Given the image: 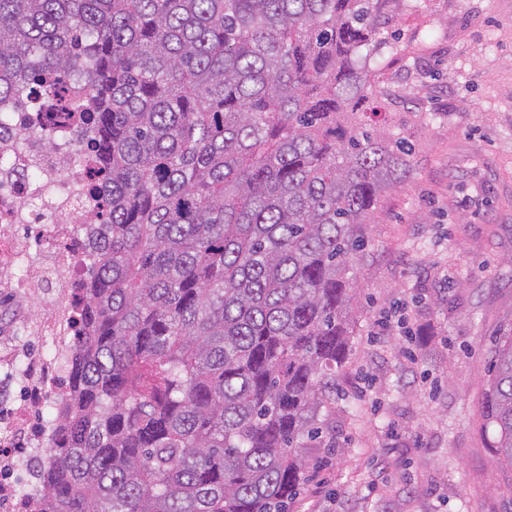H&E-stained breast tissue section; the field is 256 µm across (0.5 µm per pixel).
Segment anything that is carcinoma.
I'll return each instance as SVG.
<instances>
[{"label": "carcinoma", "instance_id": "cac0c4a2", "mask_svg": "<svg viewBox=\"0 0 512 512\" xmlns=\"http://www.w3.org/2000/svg\"><path fill=\"white\" fill-rule=\"evenodd\" d=\"M397 8L0 0V97L82 113L112 183L37 512H271L333 444L351 260L412 169L372 94ZM490 365L512 463V336Z\"/></svg>", "mask_w": 512, "mask_h": 512}]
</instances>
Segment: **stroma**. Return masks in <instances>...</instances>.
Listing matches in <instances>:
<instances>
[{
	"label": "stroma",
	"mask_w": 512,
	"mask_h": 512,
	"mask_svg": "<svg viewBox=\"0 0 512 512\" xmlns=\"http://www.w3.org/2000/svg\"><path fill=\"white\" fill-rule=\"evenodd\" d=\"M374 91L413 145L352 263L335 449L287 512H512L480 407L512 333V0H402Z\"/></svg>",
	"instance_id": "obj_1"
}]
</instances>
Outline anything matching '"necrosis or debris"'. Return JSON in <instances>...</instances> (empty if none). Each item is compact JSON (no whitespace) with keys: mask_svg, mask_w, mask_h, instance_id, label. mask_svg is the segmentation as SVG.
Segmentation results:
<instances>
[{"mask_svg":"<svg viewBox=\"0 0 512 512\" xmlns=\"http://www.w3.org/2000/svg\"><path fill=\"white\" fill-rule=\"evenodd\" d=\"M4 109L9 119L0 126V288L30 296L53 285L75 291L98 227L92 201L81 194L88 167L79 152L92 132L75 123L47 136L44 113L1 100ZM18 127L33 131L29 143H18ZM62 369L61 360L45 356L0 363L1 435L26 434L29 416L52 402Z\"/></svg>","mask_w":512,"mask_h":512,"instance_id":"necrosis-or-debris-1","label":"necrosis or debris"}]
</instances>
